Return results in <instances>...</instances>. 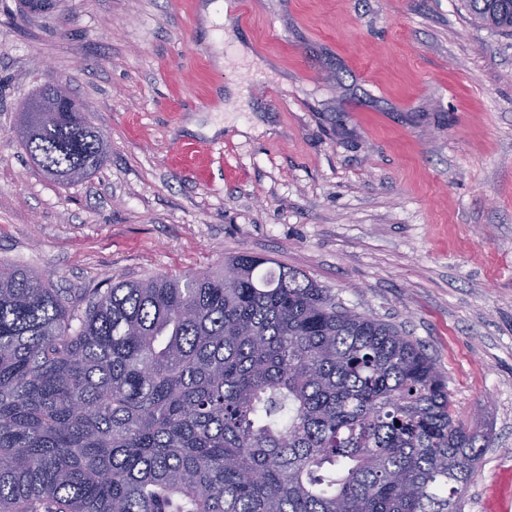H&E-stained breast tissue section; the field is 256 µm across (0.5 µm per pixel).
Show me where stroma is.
Wrapping results in <instances>:
<instances>
[{"mask_svg":"<svg viewBox=\"0 0 512 512\" xmlns=\"http://www.w3.org/2000/svg\"><path fill=\"white\" fill-rule=\"evenodd\" d=\"M0 0V262L57 288L240 252L398 325L491 429L462 512L512 466V33L462 0ZM63 81L108 141L48 179L21 113Z\"/></svg>","mask_w":512,"mask_h":512,"instance_id":"35a3bbf8","label":"stroma"}]
</instances>
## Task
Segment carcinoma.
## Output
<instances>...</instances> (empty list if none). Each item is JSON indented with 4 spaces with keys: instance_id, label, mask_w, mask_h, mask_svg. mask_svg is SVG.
<instances>
[{
    "instance_id": "obj_1",
    "label": "carcinoma",
    "mask_w": 512,
    "mask_h": 512,
    "mask_svg": "<svg viewBox=\"0 0 512 512\" xmlns=\"http://www.w3.org/2000/svg\"><path fill=\"white\" fill-rule=\"evenodd\" d=\"M465 3L512 28V0ZM61 88L21 140L67 183L107 143ZM269 263L72 292L1 262L0 512H462L488 436L453 417L432 359Z\"/></svg>"
}]
</instances>
